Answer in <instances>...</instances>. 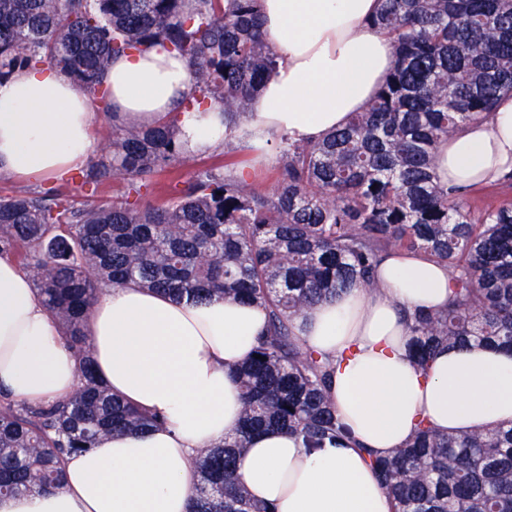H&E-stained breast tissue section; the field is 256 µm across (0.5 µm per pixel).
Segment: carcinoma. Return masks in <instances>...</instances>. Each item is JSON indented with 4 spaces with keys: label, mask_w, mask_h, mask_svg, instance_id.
Listing matches in <instances>:
<instances>
[{
    "label": "carcinoma",
    "mask_w": 512,
    "mask_h": 512,
    "mask_svg": "<svg viewBox=\"0 0 512 512\" xmlns=\"http://www.w3.org/2000/svg\"><path fill=\"white\" fill-rule=\"evenodd\" d=\"M259 2L0 0V80L47 64L103 99L112 59L162 44L190 65L183 109L219 105L235 124L279 62ZM373 24L392 38L396 68L342 129L307 145L281 137L270 195L232 168L205 165L172 179L165 204L142 207L154 174L192 153L170 120L114 119L108 152L81 171L84 184L126 182L111 203L77 207L51 189L0 196V257L14 259L43 296L79 377L62 401L0 396L1 496L57 490L68 455L159 423L95 374L85 324L105 288L133 283L268 310L255 350L265 360L237 370L235 435L192 459L200 479L189 512H273L237 476L238 451L255 432L286 430L306 448L346 438L327 394L333 362L306 348L293 322L352 288L379 291L375 269L388 253L448 266V306L406 314L420 366L444 346L512 352V205L471 217L466 193L440 185L434 165L442 141L512 93V0H383ZM369 461L392 512H512V424L454 435L423 423Z\"/></svg>",
    "instance_id": "cac0c4a2"
}]
</instances>
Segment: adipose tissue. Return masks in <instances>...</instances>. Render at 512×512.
Masks as SVG:
<instances>
[{
    "label": "adipose tissue",
    "instance_id": "adipose-tissue-1",
    "mask_svg": "<svg viewBox=\"0 0 512 512\" xmlns=\"http://www.w3.org/2000/svg\"><path fill=\"white\" fill-rule=\"evenodd\" d=\"M380 7L381 0H260L264 37L280 61L236 126L215 106L179 110L189 68L160 45L112 63L110 109L145 126L175 118L196 154L230 140L265 156L276 134L319 141L362 111L396 66L391 39L369 24ZM100 111L54 67L14 71L0 82V172L27 182L70 177L99 152L92 129ZM436 172L448 188L512 173V96L442 142ZM377 277L380 292L352 289L295 321L303 344L334 363L328 395L351 441L306 448L283 430L252 436L237 474L275 512H392L369 454L399 447L423 422L453 433L512 422V354L446 347L424 370L411 356L402 312L447 306V266L398 253ZM267 322L264 308L232 299L197 304L135 285L105 289L88 322L96 374L161 423L70 456L60 489L0 497V512H188L199 481L191 458L239 426L235 371ZM76 386L75 356L43 297L14 261L0 258V391L41 403Z\"/></svg>",
    "mask_w": 512,
    "mask_h": 512
}]
</instances>
